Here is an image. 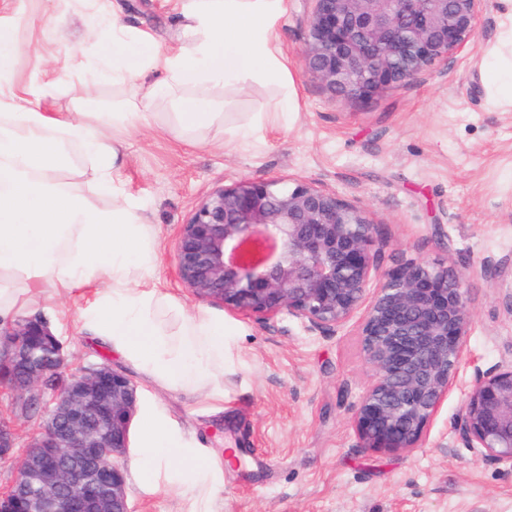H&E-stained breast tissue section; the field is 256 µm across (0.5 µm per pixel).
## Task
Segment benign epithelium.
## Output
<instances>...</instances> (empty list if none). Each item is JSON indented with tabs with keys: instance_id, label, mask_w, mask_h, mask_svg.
Wrapping results in <instances>:
<instances>
[{
	"instance_id": "7a95c632",
	"label": "benign epithelium",
	"mask_w": 512,
	"mask_h": 512,
	"mask_svg": "<svg viewBox=\"0 0 512 512\" xmlns=\"http://www.w3.org/2000/svg\"><path fill=\"white\" fill-rule=\"evenodd\" d=\"M305 71L340 98L368 100L464 46L484 0H314ZM377 227L364 210L306 182L277 178L213 189L180 225L177 274L228 311L271 320L283 311L313 330L360 309V344L373 371L352 423L362 446L409 452L422 443L462 365L472 316L467 277L414 260L378 274ZM0 371L18 391L45 385L65 364L39 317L6 328ZM137 388L108 365L69 376L26 447L0 512H131L115 463L128 447ZM468 448L512 469V364L476 375L459 418Z\"/></svg>"
}]
</instances>
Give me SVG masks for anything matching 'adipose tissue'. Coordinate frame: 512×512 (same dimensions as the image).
<instances>
[{
	"label": "adipose tissue",
	"instance_id": "obj_1",
	"mask_svg": "<svg viewBox=\"0 0 512 512\" xmlns=\"http://www.w3.org/2000/svg\"><path fill=\"white\" fill-rule=\"evenodd\" d=\"M283 0H180L181 41L167 50L143 49L134 60L113 63L112 79L126 82L157 72L161 82L141 84L123 111L100 112L85 89V109L53 117L42 103L53 92L45 82L20 90L8 80L22 51L0 28V325L23 310L88 287L82 332L135 369L156 391L190 401L224 398V324L205 308L185 313L153 281L158 244L142 207L118 177L121 145L114 128L152 125L145 102L164 99L172 110L164 127L178 137L200 134L222 121L223 104L209 87L227 92L252 82L276 86L275 111H299L295 78L273 36ZM489 95L512 108V12L496 45L478 62ZM91 154L89 193L54 172L70 141ZM111 200L108 208L97 199ZM131 472L147 488L187 489L202 505L224 491V456L197 447L154 400L142 403L132 439Z\"/></svg>",
	"mask_w": 512,
	"mask_h": 512
}]
</instances>
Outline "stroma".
Instances as JSON below:
<instances>
[{
	"label": "stroma",
	"mask_w": 512,
	"mask_h": 512,
	"mask_svg": "<svg viewBox=\"0 0 512 512\" xmlns=\"http://www.w3.org/2000/svg\"><path fill=\"white\" fill-rule=\"evenodd\" d=\"M274 36L298 84L292 123L270 115L263 129L226 143L223 126L201 142L179 141L159 126L117 130L124 146L120 179L145 207L159 242L154 281L186 312L207 307L175 274L176 231L215 186L242 179L303 181L363 207L377 227L381 270L406 260L444 262L469 280L473 323L454 386L419 448L403 454L362 448L352 415L372 370L358 338L360 316L313 330L288 314L271 320L228 312L238 333L226 337L224 409L181 397L162 403L201 447L233 462L211 512H512V470L465 447L455 431L476 372L512 362V112L492 107L475 63L499 32L502 0H486L468 42L411 81L366 102L338 100L304 72L311 0H285ZM178 0H0V27L25 49L10 77L24 89L53 82L46 111L73 113L86 85L104 108L125 100L126 85L103 79L100 52L129 46L87 40L96 19L118 11L159 48L178 43ZM51 329L68 371L106 364L145 392L118 356L83 338L80 300L64 297ZM20 394L0 383V420L15 447L39 431L43 406L21 411ZM0 458V490L18 476L19 457ZM132 512H190L175 492L126 487Z\"/></svg>",
	"instance_id": "35a3bbf8"
}]
</instances>
